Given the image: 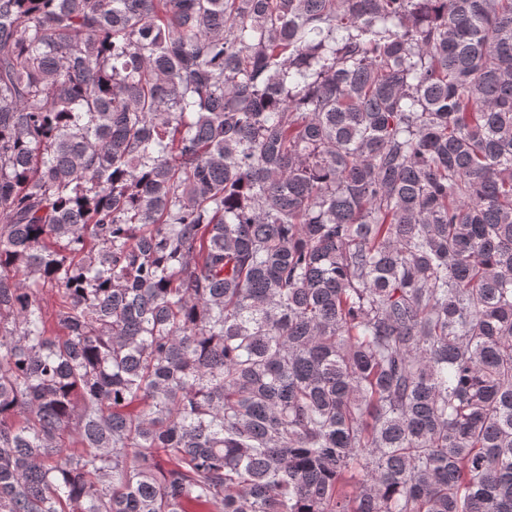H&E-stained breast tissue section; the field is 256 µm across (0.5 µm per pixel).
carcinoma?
Returning <instances> with one entry per match:
<instances>
[{
  "label": "carcinoma",
  "instance_id": "1",
  "mask_svg": "<svg viewBox=\"0 0 512 512\" xmlns=\"http://www.w3.org/2000/svg\"><path fill=\"white\" fill-rule=\"evenodd\" d=\"M187 503L512 512V0H0V512Z\"/></svg>",
  "mask_w": 512,
  "mask_h": 512
}]
</instances>
